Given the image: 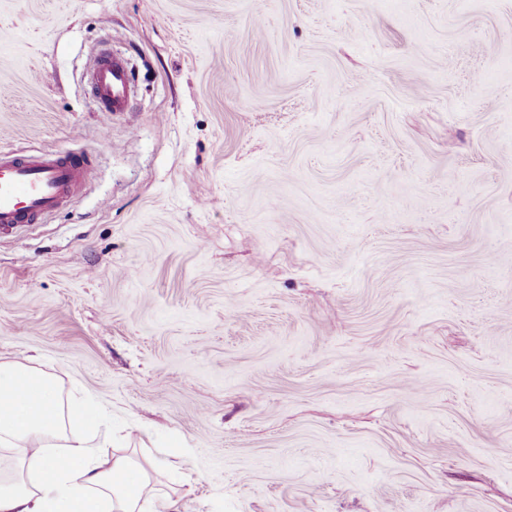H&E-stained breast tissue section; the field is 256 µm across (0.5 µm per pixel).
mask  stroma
Wrapping results in <instances>:
<instances>
[{
  "label": "stroma",
  "instance_id": "obj_1",
  "mask_svg": "<svg viewBox=\"0 0 512 512\" xmlns=\"http://www.w3.org/2000/svg\"><path fill=\"white\" fill-rule=\"evenodd\" d=\"M1 82L92 165L0 238V361L170 512H512V0H0ZM89 94L102 112H127L133 94L126 59L104 50L86 77Z\"/></svg>",
  "mask_w": 512,
  "mask_h": 512
}]
</instances>
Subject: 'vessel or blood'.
<instances>
[{
  "label": "vessel or blood",
  "mask_w": 512,
  "mask_h": 512,
  "mask_svg": "<svg viewBox=\"0 0 512 512\" xmlns=\"http://www.w3.org/2000/svg\"><path fill=\"white\" fill-rule=\"evenodd\" d=\"M86 85L101 111H127L133 85L123 57L102 51ZM90 167L89 157L76 150L0 151V235L66 206L85 183Z\"/></svg>",
  "instance_id": "obj_1"
}]
</instances>
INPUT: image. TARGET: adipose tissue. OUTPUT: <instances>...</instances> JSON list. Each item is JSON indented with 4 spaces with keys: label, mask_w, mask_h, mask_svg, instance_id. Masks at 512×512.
<instances>
[{
    "label": "adipose tissue",
    "mask_w": 512,
    "mask_h": 512,
    "mask_svg": "<svg viewBox=\"0 0 512 512\" xmlns=\"http://www.w3.org/2000/svg\"><path fill=\"white\" fill-rule=\"evenodd\" d=\"M0 446L23 448L17 471L0 476V512H168L170 500L149 491L144 460L120 456L103 460L94 448L97 415L82 402L63 403L56 380L19 362H0ZM80 434L66 438V423ZM65 439L57 455L52 442Z\"/></svg>",
    "instance_id": "1"
}]
</instances>
